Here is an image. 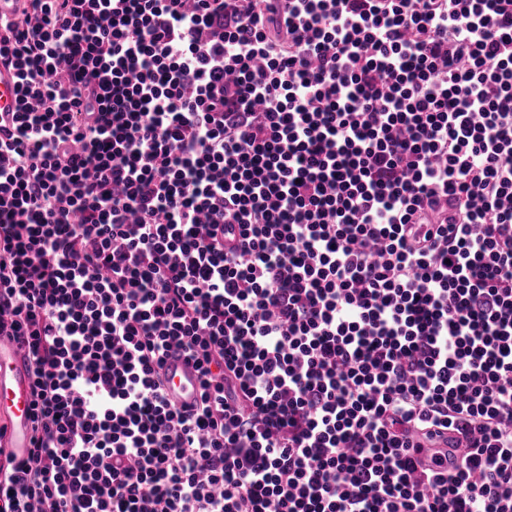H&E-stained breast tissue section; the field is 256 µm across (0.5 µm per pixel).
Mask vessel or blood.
<instances>
[{"label": "vessel or blood", "instance_id": "b4317fda", "mask_svg": "<svg viewBox=\"0 0 512 512\" xmlns=\"http://www.w3.org/2000/svg\"><path fill=\"white\" fill-rule=\"evenodd\" d=\"M17 105L15 73L0 65V112ZM169 399L176 405L193 403L199 395V378L192 363L181 356L170 357L164 366ZM8 409L10 423L7 450L15 459H25L32 439L30 377L26 358L14 343L0 339V408Z\"/></svg>", "mask_w": 512, "mask_h": 512}]
</instances>
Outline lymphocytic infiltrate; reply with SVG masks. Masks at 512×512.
Instances as JSON below:
<instances>
[{"mask_svg":"<svg viewBox=\"0 0 512 512\" xmlns=\"http://www.w3.org/2000/svg\"><path fill=\"white\" fill-rule=\"evenodd\" d=\"M22 14L0 512H512V0ZM7 408L10 423L7 451L17 460L27 457L32 439L30 377L26 358L14 343L0 339V408ZM168 398L178 407L192 404L199 395V378L192 363L183 356L170 357L164 366Z\"/></svg>","mask_w":512,"mask_h":512,"instance_id":"f902f5d3","label":"lymphocytic infiltrate"}]
</instances>
